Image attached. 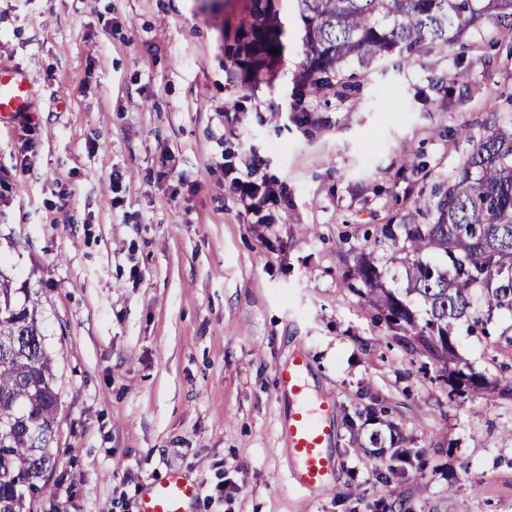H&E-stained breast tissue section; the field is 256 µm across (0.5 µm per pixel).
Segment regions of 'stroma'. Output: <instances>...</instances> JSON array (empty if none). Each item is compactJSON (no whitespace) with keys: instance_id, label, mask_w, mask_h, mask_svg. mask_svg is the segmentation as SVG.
Here are the masks:
<instances>
[{"instance_id":"1","label":"stroma","mask_w":512,"mask_h":512,"mask_svg":"<svg viewBox=\"0 0 512 512\" xmlns=\"http://www.w3.org/2000/svg\"><path fill=\"white\" fill-rule=\"evenodd\" d=\"M248 0H0V66L38 94L0 127V267L39 303L59 450L31 512H112L179 469L197 512H512V312L455 332L451 394L350 273L371 254L401 292L396 224L512 119V27L484 19L446 52L345 68L295 94L289 0L272 80L233 52ZM312 121H294L298 111ZM168 166H161V153ZM259 158L287 203L243 211L230 180ZM122 181L111 185L112 172ZM335 406L330 490H297L275 372L295 353ZM234 484L218 498L220 481Z\"/></svg>"}]
</instances>
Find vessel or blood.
<instances>
[{
  "label": "vessel or blood",
  "instance_id": "obj_1",
  "mask_svg": "<svg viewBox=\"0 0 512 512\" xmlns=\"http://www.w3.org/2000/svg\"><path fill=\"white\" fill-rule=\"evenodd\" d=\"M36 95L29 73L20 67H0V125H9L30 111ZM306 358H293L275 374L277 389L294 400L284 432L297 462L295 483L304 490L324 483L338 463L331 445L336 435L325 402L311 400L307 388ZM200 498V487L185 473L173 469L149 483L138 512H190Z\"/></svg>",
  "mask_w": 512,
  "mask_h": 512
}]
</instances>
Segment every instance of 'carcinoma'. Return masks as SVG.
<instances>
[{
	"instance_id": "carcinoma-1",
	"label": "carcinoma",
	"mask_w": 512,
	"mask_h": 512,
	"mask_svg": "<svg viewBox=\"0 0 512 512\" xmlns=\"http://www.w3.org/2000/svg\"><path fill=\"white\" fill-rule=\"evenodd\" d=\"M272 0H250L248 27L238 37L237 66L245 78L273 76L283 50L279 11ZM301 27L305 63L299 84L319 94L336 87L344 66H384L395 52L426 55L462 40L486 17L512 18V0H291ZM414 259L407 264L405 293L382 287L369 258L353 279L388 326L410 332L436 360L454 356V331L461 322L475 330L487 311H512V131L493 125L448 182L431 224L398 227ZM441 253L446 264L424 258ZM423 305V317L412 309ZM451 391L477 388L458 369ZM58 412L53 361L42 343L38 302L14 287L0 269V512H26V501L44 487L55 460Z\"/></svg>"
}]
</instances>
